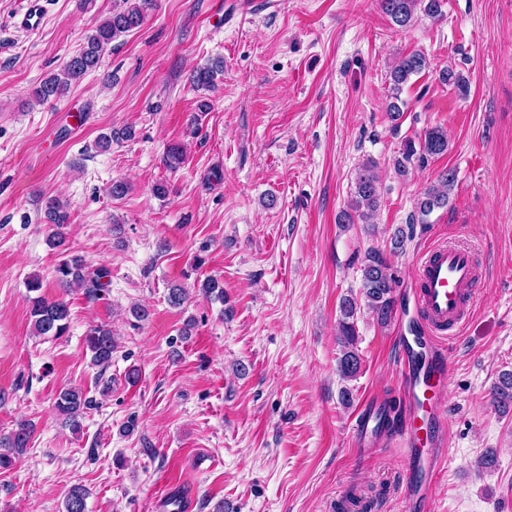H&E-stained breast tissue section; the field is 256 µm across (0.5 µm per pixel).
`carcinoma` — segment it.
I'll list each match as a JSON object with an SVG mask.
<instances>
[{"mask_svg": "<svg viewBox=\"0 0 512 512\" xmlns=\"http://www.w3.org/2000/svg\"><path fill=\"white\" fill-rule=\"evenodd\" d=\"M154 0H122V7L115 8L104 19H93L82 48L71 56L58 74H51L41 80L33 92L39 104L57 101L66 96L71 87L80 83L87 75L101 66L102 56L112 42L140 28ZM444 0H380V7L391 21L400 28L412 25L414 17L421 12L429 18L443 16ZM429 68L426 56L413 52L398 59L389 71V83L393 98H398L402 86L410 78ZM224 72V62L219 60L211 66L198 67L191 73L190 83L196 88H212L216 76ZM439 79L460 93L468 92V80L462 72L450 67L439 72ZM448 152V134L439 127H430L415 137H406L391 160L394 174L401 180L418 167L423 168L429 161ZM376 163L367 159L355 170L352 180L349 211L343 219L357 220L363 224L371 223L380 205L381 188L375 172ZM456 183V172L452 169L442 172L437 184L421 191L414 203L408 228L416 224L428 223V217L435 211L448 207L450 196ZM70 215L67 206L57 198H49L40 210L39 223L48 226L47 241L54 247L65 244L63 229L69 224ZM413 233L399 227L389 237L390 252L405 250L407 241ZM361 288L359 294H347L339 303V322L337 345V372L343 380H353L360 373L361 356L358 349L357 319L361 310H369L380 325L390 320L396 303V276L383 254L376 248L369 249L360 266ZM57 281L67 290L74 286L85 289L91 297L97 296L106 284L102 279L109 271L100 269L94 275L85 270L82 260L77 257L63 259L56 267ZM206 298L224 301V287L214 278L204 279L198 287ZM30 316L33 332L37 336L59 337L69 324V307L63 299L48 300L42 295L30 298ZM86 344L92 352L95 365L107 369L112 363L115 342L110 330L93 327L86 335ZM493 402L497 407L512 408V372L501 374L494 388ZM91 400L75 388L59 391L55 398V408L72 428L79 426L78 418L89 408ZM31 429L26 423L18 424L16 430L0 437V470L11 469L16 459L23 455L29 446ZM89 492L81 485L72 486L63 500V512H86V500Z\"/></svg>", "mask_w": 512, "mask_h": 512, "instance_id": "cac0c4a2", "label": "carcinoma"}]
</instances>
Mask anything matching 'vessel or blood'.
Listing matches in <instances>:
<instances>
[{
    "instance_id": "1",
    "label": "vessel or blood",
    "mask_w": 512,
    "mask_h": 512,
    "mask_svg": "<svg viewBox=\"0 0 512 512\" xmlns=\"http://www.w3.org/2000/svg\"><path fill=\"white\" fill-rule=\"evenodd\" d=\"M50 0H25L14 17L17 28L38 30L49 12ZM414 307L421 335H398L400 389L406 422L399 435L408 457L401 495L411 512H434L436 477L450 457L448 437L442 429L445 409L440 402L448 366L441 360L442 340L452 328H463L477 304L480 273L471 251L441 244L428 249L414 271ZM383 406L370 395L362 403L352 444L363 453L377 443L376 422Z\"/></svg>"
}]
</instances>
